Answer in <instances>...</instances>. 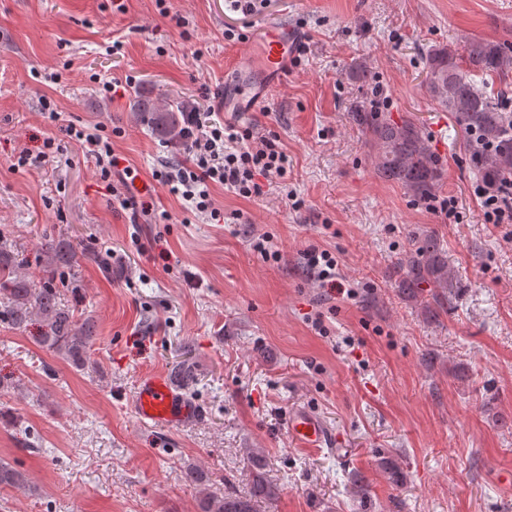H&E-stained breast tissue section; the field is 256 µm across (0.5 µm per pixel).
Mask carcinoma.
I'll list each match as a JSON object with an SVG mask.
<instances>
[{"label": "carcinoma", "mask_w": 512, "mask_h": 512, "mask_svg": "<svg viewBox=\"0 0 512 512\" xmlns=\"http://www.w3.org/2000/svg\"><path fill=\"white\" fill-rule=\"evenodd\" d=\"M467 55L445 46L433 48L426 57L427 89L431 98L454 114L467 133L470 159L487 188L496 192L512 175V112L487 94L472 79V72L500 74L512 64L506 46L493 41L473 40ZM190 105L177 102L167 108L138 104V111L149 114L151 130L158 138L174 142L183 134L181 114ZM352 120L370 136L377 149L378 173L400 184L419 202L433 198L442 179V165L431 152L420 128L409 119L393 121L379 109L359 106ZM47 278L34 283L20 271L5 232L0 231V318L17 326L37 319L44 332L39 343L52 349L74 368L82 371L88 364V351L98 336L92 316L82 318L65 305L57 277L71 268L75 249L63 239L45 244ZM403 272L399 281L411 299L429 296L439 306L448 300V261L429 237L398 265ZM248 489L237 491L228 486L221 495L205 494L200 512H257V505L278 496L277 484L270 478L262 454L252 456L247 473ZM22 471L0 463V486L16 487L27 483Z\"/></svg>", "instance_id": "1"}]
</instances>
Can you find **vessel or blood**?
Instances as JSON below:
<instances>
[{
	"instance_id": "b4317fda",
	"label": "vessel or blood",
	"mask_w": 512,
	"mask_h": 512,
	"mask_svg": "<svg viewBox=\"0 0 512 512\" xmlns=\"http://www.w3.org/2000/svg\"><path fill=\"white\" fill-rule=\"evenodd\" d=\"M305 42L294 26L274 23L264 28L257 51L238 56L231 64V78L224 84L219 103L231 118L240 121L259 111L272 92L287 79L291 62ZM135 412L146 422L181 425L196 420L197 404L187 401L173 380L164 374L143 379L135 398ZM288 433L299 448H319L329 439L328 430L314 411L300 408L288 417Z\"/></svg>"
}]
</instances>
